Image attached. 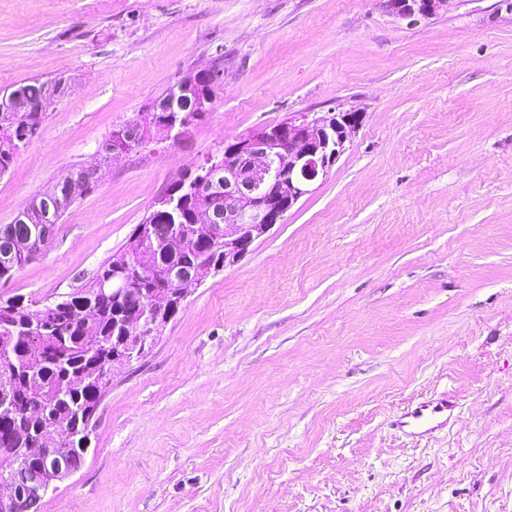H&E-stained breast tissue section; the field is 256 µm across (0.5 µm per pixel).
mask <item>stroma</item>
<instances>
[{"mask_svg": "<svg viewBox=\"0 0 512 512\" xmlns=\"http://www.w3.org/2000/svg\"><path fill=\"white\" fill-rule=\"evenodd\" d=\"M181 134L106 161L189 72ZM68 93L0 175V225L99 167L0 298L49 304L182 176L303 116L362 123L329 177L192 289L115 374L82 468L39 512H512V0H0V99ZM453 396L411 435L410 405ZM389 11L403 17L420 16L429 19L447 4V0H387Z\"/></svg>", "mask_w": 512, "mask_h": 512, "instance_id": "1", "label": "stroma"}]
</instances>
